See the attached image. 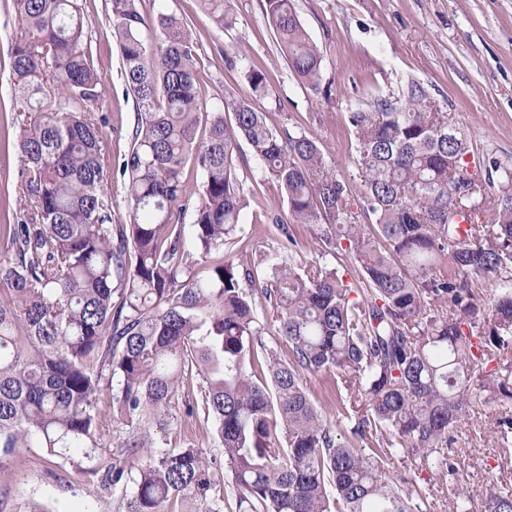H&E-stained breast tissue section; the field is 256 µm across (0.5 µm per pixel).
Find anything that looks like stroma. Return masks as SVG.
<instances>
[{"label": "stroma", "mask_w": 512, "mask_h": 512, "mask_svg": "<svg viewBox=\"0 0 512 512\" xmlns=\"http://www.w3.org/2000/svg\"><path fill=\"white\" fill-rule=\"evenodd\" d=\"M263 0H235L236 22L219 28L202 12L198 0H137L148 18L165 9L183 18L198 46L197 70L208 102L226 93L252 97L248 69L269 76L272 95L252 98L276 130L297 127L316 140L337 177L349 187V206L357 223L375 233L363 208V182L357 141L349 115L374 106L381 98L397 100L411 83L444 107L467 134L473 153L512 163V0H295L296 10L323 63L318 86L297 79L278 51L263 12ZM89 22L87 41L100 81L93 103L106 117L103 151L108 161L117 223L129 221L119 164L128 153L135 104L121 74L120 48L109 23V0H82ZM13 0H0V225L29 222L31 210L20 200L27 173L15 148L23 120L16 108L11 76V47L21 34ZM244 187L256 194L241 218L243 227L232 247L233 258L257 259L284 253L297 268L320 258L304 226L293 223L285 194L264 171L248 144L237 154ZM275 220H267V213ZM296 246H288V238ZM312 400L339 438L350 441L351 423L339 415L343 401L328 375L308 378ZM197 383L185 379L176 387L167 422L156 439L178 443L193 439L212 447L211 425L203 417L185 415V402ZM505 406L488 395L475 401L468 419L453 432L448 455L457 467L453 476L426 469L419 458L400 454L388 463L389 473L420 488L429 512H449L452 494L463 488L473 508L493 490L512 492V454L499 445L497 421ZM66 462L43 449L22 448L0 463V512H30L39 503L49 512H119V493L87 490L79 477L56 481Z\"/></svg>", "instance_id": "1"}]
</instances>
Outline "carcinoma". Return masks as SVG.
<instances>
[{"label":"carcinoma","mask_w":512,"mask_h":512,"mask_svg":"<svg viewBox=\"0 0 512 512\" xmlns=\"http://www.w3.org/2000/svg\"><path fill=\"white\" fill-rule=\"evenodd\" d=\"M201 2L218 27L234 23V0ZM14 8L23 31L12 80L35 112L17 151L35 216L0 226V458L41 448L68 461L88 490L122 489L124 512H224V471L238 512H423L422 496L384 459L403 451L452 473L450 433L475 398L512 402V167L489 162L497 191L486 192L465 134L416 84L352 112L364 207L377 227L367 236L315 140L272 130L246 97L207 107L183 22L110 0L136 105L120 164L129 223L118 224L105 119L89 109L99 76L80 0ZM263 11L288 68L317 87L322 56L294 0H264ZM247 80L253 96L271 95L263 71ZM241 137L322 257L354 259L358 285L327 262L300 272L268 257L241 268L217 261L197 276L199 262L236 242L254 197L235 164ZM190 161L201 175L194 192ZM472 270L497 278L489 310ZM258 299L277 311L270 342ZM322 373L350 393L351 434L370 453L341 442L311 399L304 378ZM189 375L200 396L185 415L211 423L219 458L192 440L151 436ZM104 394L129 433L115 451L101 427ZM482 512H512V495L489 493Z\"/></svg>","instance_id":"obj_1"}]
</instances>
